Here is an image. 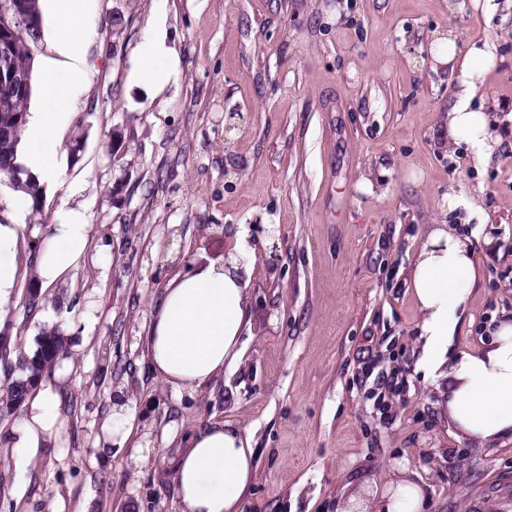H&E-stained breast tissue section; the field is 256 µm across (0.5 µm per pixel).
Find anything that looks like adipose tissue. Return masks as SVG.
I'll use <instances>...</instances> for the list:
<instances>
[{"mask_svg":"<svg viewBox=\"0 0 512 512\" xmlns=\"http://www.w3.org/2000/svg\"><path fill=\"white\" fill-rule=\"evenodd\" d=\"M85 0H47L55 57L46 59L45 102L28 117L18 162L42 184L58 182L60 163L54 150L71 105L74 83L86 77L83 15ZM439 61L449 64L455 102L448 114V138L470 148L476 162L491 157L498 139L494 122L476 95L492 53L474 46L456 61L452 38H441ZM176 61L160 37L140 49L136 83L159 88ZM18 223L0 224V301L12 299L19 278L17 257L22 236ZM83 212L66 210L49 235L37 238L34 274L50 288L78 268L88 247ZM245 247L226 263L186 270L173 279L158 301L146 338L151 371L176 392L208 385L240 356V338L248 322V283L240 275ZM477 281L471 242L460 226L443 224L428 235L415 260L411 286L421 312L424 340L421 365L444 398L452 427L481 445L512 437V321L497 320L492 343L484 348L453 350L458 312ZM49 386L31 391L27 412L12 434L16 447L37 455L47 432L58 427ZM177 512H239L255 473V451L238 429L217 424L195 434L170 461Z\"/></svg>","mask_w":512,"mask_h":512,"instance_id":"adipose-tissue-1","label":"adipose tissue"}]
</instances>
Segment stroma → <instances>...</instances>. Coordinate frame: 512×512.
<instances>
[{
  "instance_id": "stroma-1",
  "label": "stroma",
  "mask_w": 512,
  "mask_h": 512,
  "mask_svg": "<svg viewBox=\"0 0 512 512\" xmlns=\"http://www.w3.org/2000/svg\"><path fill=\"white\" fill-rule=\"evenodd\" d=\"M155 24L179 60L156 95L129 79ZM84 26L62 182L39 213L0 182V218L27 237L64 209L90 223L83 262L36 313L21 287L0 305L12 347L33 352L51 330L69 342L45 379L60 424L45 448H7L16 420H0V512H176L158 474L217 422L252 437L243 512H371L406 468L424 512H512V439L448 433L410 288L457 193L482 271L458 345L490 341L492 321L512 315V0H87ZM448 30L458 55L487 43L495 56L479 95L495 104L499 144L483 165L448 141L455 83L433 41ZM242 242L254 254L242 358L174 392L145 356L156 303L188 266ZM371 359L407 385L386 422ZM119 406L133 430L108 446Z\"/></svg>"
}]
</instances>
